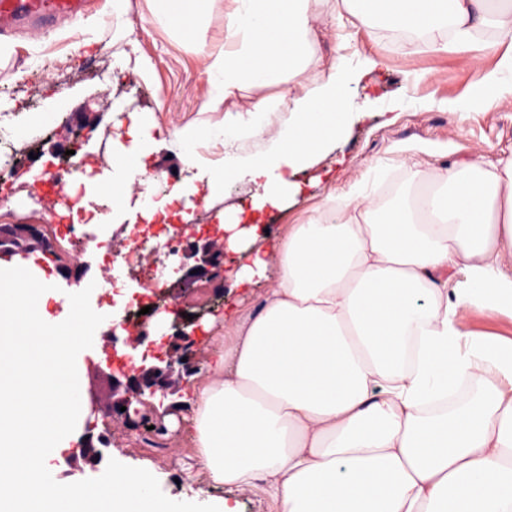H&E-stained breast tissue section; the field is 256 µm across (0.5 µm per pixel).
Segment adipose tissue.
Listing matches in <instances>:
<instances>
[{
	"label": "adipose tissue",
	"mask_w": 512,
	"mask_h": 512,
	"mask_svg": "<svg viewBox=\"0 0 512 512\" xmlns=\"http://www.w3.org/2000/svg\"><path fill=\"white\" fill-rule=\"evenodd\" d=\"M210 2L151 0V12L199 45ZM345 2L362 25L419 34L436 52L492 33L505 50L468 104L512 97V0ZM344 18L311 0H227L207 79L220 97L249 84L251 100L220 125L170 132L187 176L156 201L134 197L158 145L148 113L132 117L129 143L100 173L79 179L111 185L113 217L132 223L176 201L223 199L238 181L260 189L249 227L236 210L217 215L239 256L232 287L265 295L258 313L225 315L209 375L193 386L195 446L213 482H263L280 512H512V346L462 342L457 327L463 308L512 317V157L414 170L419 193L382 210L351 190L283 232L259 219L299 194L296 175L353 118L352 82L383 64L339 53L327 73L309 75L317 28ZM281 64L308 88L265 96ZM244 135L264 151H242ZM205 142L221 145L220 157L201 154ZM452 271L464 276L455 289Z\"/></svg>",
	"instance_id": "adipose-tissue-1"
}]
</instances>
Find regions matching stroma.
<instances>
[{
  "label": "stroma",
  "instance_id": "stroma-1",
  "mask_svg": "<svg viewBox=\"0 0 512 512\" xmlns=\"http://www.w3.org/2000/svg\"><path fill=\"white\" fill-rule=\"evenodd\" d=\"M110 0H92L91 7L74 20H61L30 36L20 31L0 34V44L9 53L0 56V123L20 112H40L49 99L67 95L68 104L59 121L37 127L27 145L35 161L0 151V196L10 200L5 224H42L51 235V256L42 262L54 275L58 287L49 303L52 316L65 317L73 280L61 276V264L86 266V279L96 280L90 305L104 313L105 288L101 283L109 272L112 257L125 250L122 228H107V251L85 252L62 237L63 220L50 212L25 177L33 167L43 172L55 170L77 129H85L87 139L81 154L84 162L99 165L111 153L114 141L126 134L134 112L154 114L163 130L184 125L223 123L226 113L238 110L252 97L249 87H241L216 109H208L213 90L207 81L209 51L218 50L224 26L225 0H214L203 29L209 46L200 52L181 41L165 25L155 21L149 0H130L120 26H113ZM344 42H337L333 29L319 32L315 57L319 70H327L336 52L358 58L377 55L384 65L354 84V108L360 118L339 139L329 154L318 159L296 177L299 195L281 209L268 212L265 223L273 228L301 223L307 213L329 191L343 192L360 185L375 196L377 204L386 197L377 187L391 172L409 174L415 169L435 172L474 159L497 162L512 155V97L494 102L486 109L451 112L447 106L464 102L482 72L494 68L498 54L478 40L466 52L434 53L426 47L410 52L386 37L382 27L350 24ZM136 51L153 65L150 77L140 78L123 71L121 56ZM404 101L401 111L388 113L386 106ZM256 186L232 185L223 202L206 205L196 201L191 221L174 219L183 237L213 235L215 214L222 207H249L257 195ZM458 328L464 337L483 336L501 342L512 340V318L493 310L461 311ZM113 354L107 332L94 335L91 348L78 359L83 365L85 387L97 404L96 432L108 442L104 462L84 463L76 449L54 451L47 467L55 480L68 483L96 478L106 469L107 459L150 468L162 492L176 501L228 505L232 512H279L275 502L255 487L235 490L213 483L197 461L192 420L191 382L182 381L174 394L177 412L162 419L166 432L161 440L168 447L159 452L149 442H136L135 434L106 415L109 388L102 376L104 358Z\"/></svg>",
  "mask_w": 512,
  "mask_h": 512
}]
</instances>
